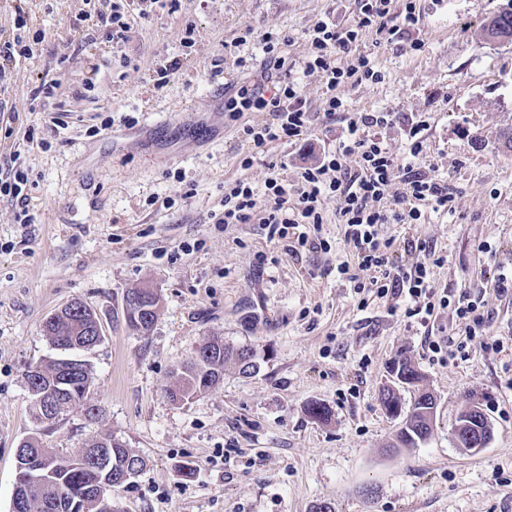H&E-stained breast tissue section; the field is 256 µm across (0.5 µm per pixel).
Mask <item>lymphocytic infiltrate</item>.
I'll list each match as a JSON object with an SVG mask.
<instances>
[{"instance_id":"obj_1","label":"lymphocytic infiltrate","mask_w":512,"mask_h":512,"mask_svg":"<svg viewBox=\"0 0 512 512\" xmlns=\"http://www.w3.org/2000/svg\"><path fill=\"white\" fill-rule=\"evenodd\" d=\"M392 0H359L352 25L337 27L331 20L318 21L309 37L305 71L321 77L324 84V112L335 118L345 110L343 88L363 80H379L369 55L357 52L356 46L369 31L385 30ZM350 57L347 65L336 63L338 54ZM245 107L270 112L272 123L246 127L245 135L255 147L274 141H292L308 126L309 115L299 86L290 81L244 93ZM388 113L377 112L358 122H349L345 141L333 152L323 153L319 162L305 167L296 183L280 176L267 178V222L278 238L295 235L298 246L329 250L320 234L324 200L336 202V215L345 226L344 241L352 261L340 262L337 272L352 283L356 294L363 297L399 300L406 317L428 325L435 309L453 308L463 326L461 338L454 345L433 340L431 353L452 357L464 353L469 341L482 331L485 304L475 299L451 307L447 296L438 295L431 270L444 262L442 255L429 243H419L420 259L411 267H403L393 259L394 238L384 237L386 224H414L422 217L423 207L447 208L453 189L447 182L427 174L413 165H398L383 142L370 132L371 127L389 124ZM357 157L358 171L345 165L347 157ZM369 279H361V272Z\"/></svg>"}]
</instances>
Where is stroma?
Here are the masks:
<instances>
[{
  "label": "stroma",
  "instance_id": "obj_1",
  "mask_svg": "<svg viewBox=\"0 0 512 512\" xmlns=\"http://www.w3.org/2000/svg\"><path fill=\"white\" fill-rule=\"evenodd\" d=\"M132 2L0 0V41L19 35L33 50L9 64L0 94L19 115L0 122V174L16 163L28 171L34 217L19 223L18 206L0 196V512H11L16 452L30 437L63 455L110 437L142 457V471L114 494L119 512H312L321 502L334 512H512V294L496 290L512 271V152L501 145L512 129V43L482 36L508 0H414V26L371 31L356 50L382 79L343 89L342 120L326 118L323 82L303 68L314 24L349 26L356 0H182L117 44L72 30L80 13ZM19 7L28 15L20 32ZM266 33L287 35L284 67L267 62ZM48 77L59 87L46 100L38 88ZM285 78L301 88L308 128L292 144L256 148L243 130L272 113L237 112L227 101ZM375 112L392 117L376 133L398 164L454 190L447 210L424 208L419 223L383 232L396 237L404 266L420 258L414 242L435 246L445 258L432 273L437 291L485 300L490 318L465 358L438 362L428 351L429 339L459 332L452 308L436 309L423 328L385 299L359 307L336 273L346 254L334 201L322 211L326 252H289L269 237L261 207L247 224L214 221L225 184L263 190L272 163L296 181L322 150L338 148L347 119ZM55 114L63 123L49 145L28 142L29 128ZM422 120L424 148L413 159L405 132ZM134 287L159 296L145 334L126 323ZM74 299L102 327L85 354L99 412L41 424L25 373L56 357L44 322ZM211 336L252 346L258 372L225 367L205 393L172 402L178 368ZM402 356L436 400L433 432L414 448L395 447L399 422L380 402L390 385L404 407L414 402L419 388L394 385L389 373ZM474 396L492 436L470 454L452 432ZM315 401L328 420L308 416ZM184 462L192 479L178 472Z\"/></svg>",
  "mask_w": 512,
  "mask_h": 512
}]
</instances>
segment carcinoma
<instances>
[{
    "label": "carcinoma",
    "instance_id": "obj_1",
    "mask_svg": "<svg viewBox=\"0 0 512 512\" xmlns=\"http://www.w3.org/2000/svg\"><path fill=\"white\" fill-rule=\"evenodd\" d=\"M483 34L489 41L512 42V7L494 13L484 24ZM142 293L144 298L140 308L137 313L127 315V323L131 329L147 333L154 325V309L159 306V297L156 292L145 288ZM89 327L87 314L78 312L65 318L51 316L44 323V328L51 331L50 342L64 349L94 344L95 337L89 335ZM247 357L250 364L242 374L251 375L258 368L253 348L215 340L203 343L195 358L178 374L177 385L169 389V397L180 402L208 390L224 376L226 364L238 366ZM67 366L65 356L31 366L38 372L39 389L47 396L56 395L63 386L68 389L65 415L77 407L86 406L91 400L93 387L91 366L87 360H82L81 371L66 383L64 370ZM392 372L402 374L410 386L418 385L422 379L416 366L406 357L394 364ZM432 401L430 394L424 391L406 413L394 389L383 390L381 402L385 410L394 408L402 417L397 434L400 445L412 448L429 437L432 427L428 424V410ZM123 463L144 467L143 459L123 443L105 445L96 441L92 447L84 448L76 455L58 454L56 462L50 466L51 472L44 475L43 480L20 491L16 512H99L95 499L86 494V489L112 482L114 470Z\"/></svg>",
    "mask_w": 512,
    "mask_h": 512
}]
</instances>
